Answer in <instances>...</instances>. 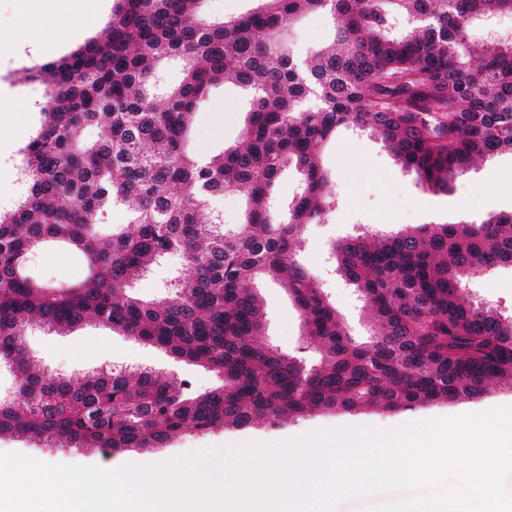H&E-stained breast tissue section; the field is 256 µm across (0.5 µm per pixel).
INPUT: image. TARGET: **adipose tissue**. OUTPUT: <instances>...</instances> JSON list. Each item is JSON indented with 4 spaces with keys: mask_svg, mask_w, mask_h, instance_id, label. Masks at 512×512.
<instances>
[{
    "mask_svg": "<svg viewBox=\"0 0 512 512\" xmlns=\"http://www.w3.org/2000/svg\"><path fill=\"white\" fill-rule=\"evenodd\" d=\"M84 17L79 0H36L35 10L20 11L17 31L28 34L42 30L51 35L54 44L64 45L74 30L82 27Z\"/></svg>",
    "mask_w": 512,
    "mask_h": 512,
    "instance_id": "ef3b65f1",
    "label": "adipose tissue"
}]
</instances>
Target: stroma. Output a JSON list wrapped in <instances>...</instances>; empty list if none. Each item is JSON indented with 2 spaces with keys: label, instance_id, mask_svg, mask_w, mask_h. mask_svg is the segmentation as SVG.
<instances>
[{
  "label": "stroma",
  "instance_id": "stroma-1",
  "mask_svg": "<svg viewBox=\"0 0 512 512\" xmlns=\"http://www.w3.org/2000/svg\"><path fill=\"white\" fill-rule=\"evenodd\" d=\"M21 9L20 0H0V211L10 210L23 187L16 178L21 150L35 135L42 120L44 87L19 82L22 69L57 60L67 48L49 49L47 37L16 38L12 34ZM245 102L231 83L213 88L196 110L190 146L199 154L218 153L237 142L243 124ZM322 160L333 178L338 198L324 223L309 225L297 253L299 263L321 282L330 303L341 314L352 334L366 335L361 303L354 291L335 272L330 248L354 226L386 231L415 228L424 224L465 223L481 220L491 212H512V155L505 153L477 163L457 181L452 192L433 193L416 184L415 175L403 172L382 142L367 135L338 132L323 150ZM466 295L512 314V267L487 271L469 281ZM258 295L267 313L266 337L280 351L295 352L302 344L300 314L284 290L267 280L258 285ZM29 345L55 374L80 378L85 372L110 367L156 368L189 379L195 391L204 392L216 382L213 373L171 359L160 349L109 330L88 324L67 336L38 333ZM512 405V390L489 389L477 399L440 402L413 410L384 412L365 408L352 412L316 413L305 418H285L278 424L246 430L218 429L207 433L185 431L167 447L127 450L112 455L97 451L50 452L10 437L0 438V454L17 452L27 457L66 465H99L117 468L132 463L157 464L188 453L209 454V468L216 481H224L230 457L226 441L275 443L308 432L340 427L387 429L410 422L450 418L493 407Z\"/></svg>",
  "mask_w": 512,
  "mask_h": 512
}]
</instances>
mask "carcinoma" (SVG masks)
I'll return each instance as SVG.
<instances>
[{
	"instance_id": "carcinoma-1",
	"label": "carcinoma",
	"mask_w": 512,
	"mask_h": 512,
	"mask_svg": "<svg viewBox=\"0 0 512 512\" xmlns=\"http://www.w3.org/2000/svg\"><path fill=\"white\" fill-rule=\"evenodd\" d=\"M209 20L203 0H114L104 38L23 70L45 85L43 119L21 150L25 193L0 212V437L52 452L166 447L178 433L272 425L284 416L411 410L512 389V315L474 304L466 281L512 266V213L383 233L354 228L331 247L366 308L353 337L296 259L310 224L336 206L321 148L340 129L369 133L416 184L453 190L475 160L512 154V40H476L475 22L512 17V0H256ZM327 14L333 36L300 55L297 21ZM181 62V79L157 73ZM231 80L247 99L240 142L215 156L186 147L196 107ZM98 129L96 139L86 129ZM299 175L279 201L285 170ZM248 193L240 227L212 202ZM124 209L128 223H111ZM70 252L82 275L43 280L36 254ZM177 256L191 269L157 298L130 285ZM276 278L300 312L311 363L262 343L254 285ZM89 323L201 366L198 393L153 368L76 380L29 347L36 329Z\"/></svg>"
}]
</instances>
